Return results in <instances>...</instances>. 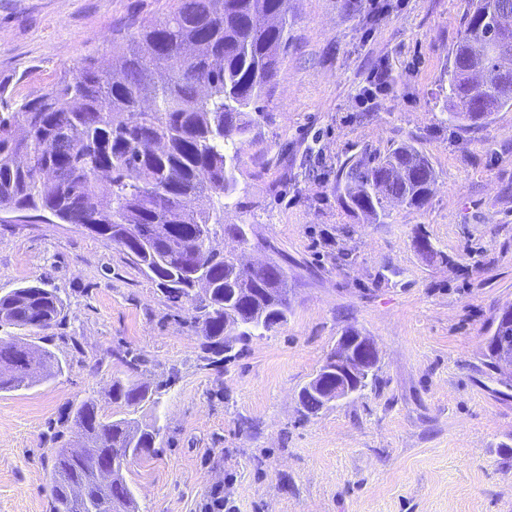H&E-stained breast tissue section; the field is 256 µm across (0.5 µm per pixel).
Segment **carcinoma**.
<instances>
[{
  "label": "carcinoma",
  "instance_id": "carcinoma-1",
  "mask_svg": "<svg viewBox=\"0 0 512 512\" xmlns=\"http://www.w3.org/2000/svg\"><path fill=\"white\" fill-rule=\"evenodd\" d=\"M512 0H472L453 45L447 121L478 128L512 109ZM293 0H175L164 17L131 22L112 52L86 59L35 96L14 98L0 85V213L34 212L77 224L115 244L174 305L192 306V324L211 365L288 321V269L260 271L222 236L248 244L247 230L224 223L237 191L236 161L253 130L247 109L267 96L290 38ZM489 54L476 56L477 46ZM435 183L429 158L412 142L339 169L346 209L379 224L389 206L423 208ZM66 304L55 288L25 284L0 296V327L28 331L0 339V392L46 383L62 370L41 333L61 325ZM124 416L106 420L93 400L70 407L62 426L81 450L51 449L50 512H138L122 469L163 440L158 419L135 417L161 393L112 381ZM312 414L320 397L302 388Z\"/></svg>",
  "mask_w": 512,
  "mask_h": 512
}]
</instances>
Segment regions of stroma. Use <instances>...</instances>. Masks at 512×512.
<instances>
[{"mask_svg": "<svg viewBox=\"0 0 512 512\" xmlns=\"http://www.w3.org/2000/svg\"><path fill=\"white\" fill-rule=\"evenodd\" d=\"M294 0L288 52L239 153L228 224L245 225V264L288 268L285 325L208 365L190 307L172 306L128 259L74 224L0 223V294L48 283L67 302L47 340L63 365L48 384L0 393V512H49L50 451L70 406L116 407L114 377L165 383L164 442L125 471L140 512H512V390L485 358L497 309L512 303V110L470 130L442 111L450 50L471 0ZM172 0H0V82L43 90L107 54L131 17ZM388 84L361 94L373 70ZM411 141L436 181L421 210L386 223L349 213L341 163ZM426 236L440 263L418 252ZM379 349L361 395L304 416L300 389L339 337ZM142 355L129 372L116 352Z\"/></svg>", "mask_w": 512, "mask_h": 512, "instance_id": "1", "label": "stroma"}]
</instances>
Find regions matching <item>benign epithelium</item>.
<instances>
[{
    "instance_id": "1",
    "label": "benign epithelium",
    "mask_w": 512,
    "mask_h": 512,
    "mask_svg": "<svg viewBox=\"0 0 512 512\" xmlns=\"http://www.w3.org/2000/svg\"><path fill=\"white\" fill-rule=\"evenodd\" d=\"M486 354L494 368L512 375V346L489 336L486 341ZM378 361V350L368 337L355 331L340 336L336 343L335 356L330 360V366L324 369V373L336 375V384L323 390V405L356 396L369 374L377 367Z\"/></svg>"
}]
</instances>
